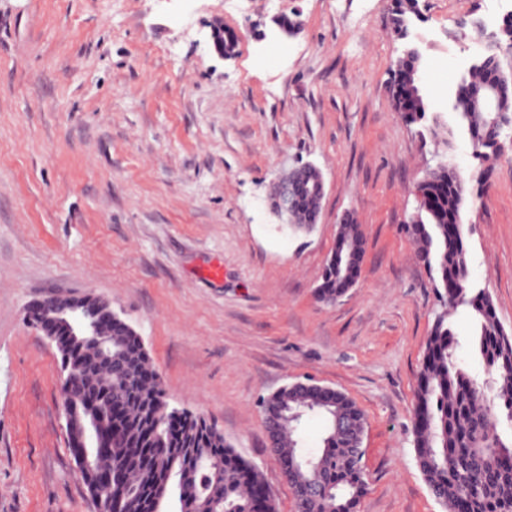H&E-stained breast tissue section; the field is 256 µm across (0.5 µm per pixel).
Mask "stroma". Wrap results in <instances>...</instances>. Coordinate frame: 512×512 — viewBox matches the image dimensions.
Instances as JSON below:
<instances>
[{
    "label": "stroma",
    "instance_id": "stroma-1",
    "mask_svg": "<svg viewBox=\"0 0 512 512\" xmlns=\"http://www.w3.org/2000/svg\"><path fill=\"white\" fill-rule=\"evenodd\" d=\"M430 110L407 124L388 91L404 42L390 0H0V512H95L67 447L59 355L24 309L93 295L140 333L171 406L213 421L296 512L263 397L295 382L366 415L359 512H444L416 462L417 376L436 296L403 226L441 161L478 166L446 95L512 0H419ZM299 14L301 28L274 21ZM234 30L225 60L210 27ZM325 195L311 232L272 213L289 167ZM364 239L355 286L317 299L340 217ZM464 224L471 280L512 332V150Z\"/></svg>",
    "mask_w": 512,
    "mask_h": 512
}]
</instances>
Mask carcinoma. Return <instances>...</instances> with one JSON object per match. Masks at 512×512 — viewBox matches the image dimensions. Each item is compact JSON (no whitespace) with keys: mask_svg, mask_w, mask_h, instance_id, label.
<instances>
[{"mask_svg":"<svg viewBox=\"0 0 512 512\" xmlns=\"http://www.w3.org/2000/svg\"><path fill=\"white\" fill-rule=\"evenodd\" d=\"M418 0H392L394 33L407 39ZM496 48L462 72L449 95L451 110L468 135L474 157L484 163L472 176L481 184L502 154L479 102L487 87L499 91L502 112L512 114V72L502 52L512 48V14L494 31ZM423 56L409 42L391 70L394 110L405 121H423L429 103L421 86ZM426 202L416 207L405 232L432 275L440 309L427 337L414 407V449L418 468L445 512H462L470 491L471 512H512V441L502 439L500 416L512 423V334L502 326L491 294L470 280L462 211L474 202L466 181L449 161L417 182ZM321 200L305 198L296 210V231L319 214ZM455 226L448 234V225ZM364 256L354 217L339 224L335 252L316 288L318 300L344 296L354 271L336 267V253ZM460 308L477 318L479 350L490 380L481 384L457 361L458 345L449 317ZM60 359L79 381L71 397L69 450L96 512H278L260 467L224 441L217 426L189 413L174 421L158 374L151 368L141 336L123 318L112 317L99 335L112 346L102 358L94 336L51 326ZM267 419L283 418L271 451L295 487L312 486L313 496L296 494V512H358L368 489L356 447L366 417L344 393L317 384L284 387L263 399ZM325 417L328 427L318 452L303 450L301 420Z\"/></svg>","mask_w":512,"mask_h":512,"instance_id":"1","label":"carcinoma"}]
</instances>
